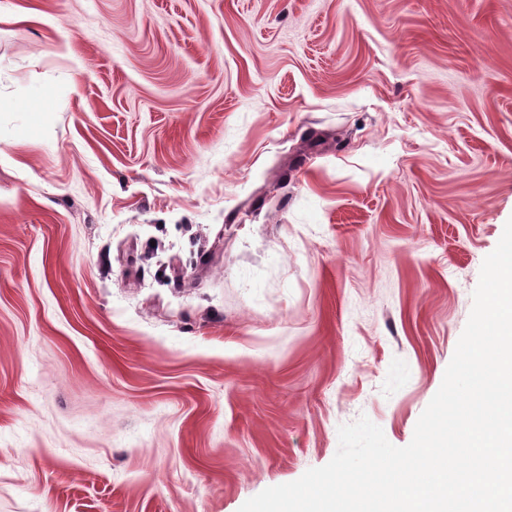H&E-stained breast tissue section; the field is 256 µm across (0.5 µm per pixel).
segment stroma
<instances>
[{
	"label": "stroma",
	"mask_w": 512,
	"mask_h": 512,
	"mask_svg": "<svg viewBox=\"0 0 512 512\" xmlns=\"http://www.w3.org/2000/svg\"><path fill=\"white\" fill-rule=\"evenodd\" d=\"M511 219L512 0H0V512L408 445Z\"/></svg>",
	"instance_id": "1"
}]
</instances>
